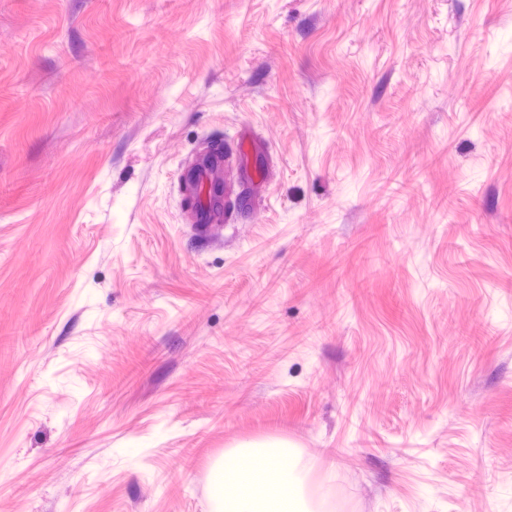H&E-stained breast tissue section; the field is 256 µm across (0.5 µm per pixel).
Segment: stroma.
I'll return each mask as SVG.
<instances>
[{"instance_id":"stroma-1","label":"stroma","mask_w":512,"mask_h":512,"mask_svg":"<svg viewBox=\"0 0 512 512\" xmlns=\"http://www.w3.org/2000/svg\"><path fill=\"white\" fill-rule=\"evenodd\" d=\"M271 439L310 512H512V0H0V512ZM238 152L244 166L246 179L251 183L263 176V170L259 163V150L256 143L248 137H243L238 143ZM197 163L200 168L197 186L199 208L197 201L198 210L192 214V217L195 223L217 224L222 218L224 220V193L219 194L213 190L214 175L222 172L218 182L223 188L227 183L229 171L224 168V162L218 156L208 160L201 159Z\"/></svg>"}]
</instances>
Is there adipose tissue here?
I'll list each match as a JSON object with an SVG mask.
<instances>
[{"label": "adipose tissue", "instance_id": "adipose-tissue-1", "mask_svg": "<svg viewBox=\"0 0 512 512\" xmlns=\"http://www.w3.org/2000/svg\"><path fill=\"white\" fill-rule=\"evenodd\" d=\"M282 443L270 440L225 459L212 473L214 512H308Z\"/></svg>", "mask_w": 512, "mask_h": 512}]
</instances>
